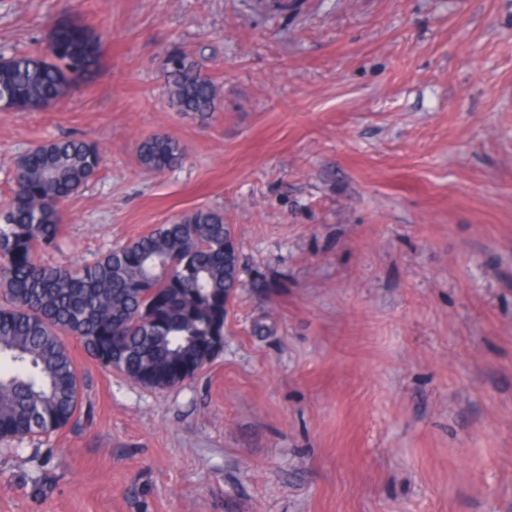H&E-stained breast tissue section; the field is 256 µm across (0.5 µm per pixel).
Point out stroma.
<instances>
[{"instance_id": "stroma-1", "label": "stroma", "mask_w": 512, "mask_h": 512, "mask_svg": "<svg viewBox=\"0 0 512 512\" xmlns=\"http://www.w3.org/2000/svg\"><path fill=\"white\" fill-rule=\"evenodd\" d=\"M63 15L101 68L0 112V207L74 135L103 162L49 262L210 207L242 286L172 389L66 337L80 409L0 442V512H512V0H0V48ZM175 48L221 87L207 118L168 103ZM154 135L184 149L162 172ZM140 163L151 170L162 172L182 157L178 142L164 135H155L144 140L138 148Z\"/></svg>"}]
</instances>
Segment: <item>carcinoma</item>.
I'll return each mask as SVG.
<instances>
[{"instance_id":"1","label":"carcinoma","mask_w":512,"mask_h":512,"mask_svg":"<svg viewBox=\"0 0 512 512\" xmlns=\"http://www.w3.org/2000/svg\"><path fill=\"white\" fill-rule=\"evenodd\" d=\"M0 98L15 111L42 110L100 65L99 37L78 20L51 29L44 49L0 52ZM169 104L201 118L215 111L220 86L182 51L166 60ZM140 163L162 172L182 157L178 142L155 135ZM99 148L83 139L39 144L21 156L0 211V440L64 429L79 408L80 383L62 336H74L106 369L152 389L194 377L221 348L224 292L240 257L224 250V213L195 209L84 265H51L43 254L62 239L58 204L98 173Z\"/></svg>"}]
</instances>
